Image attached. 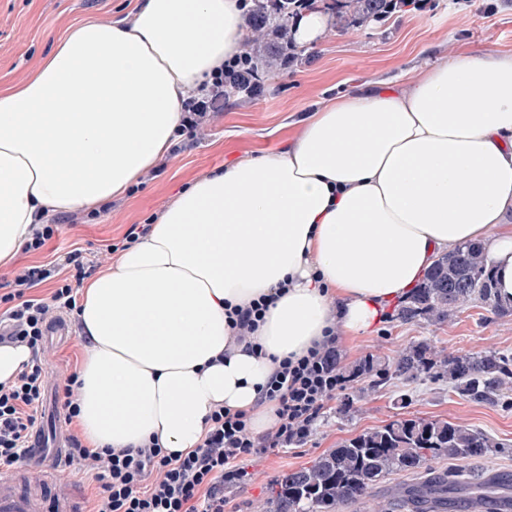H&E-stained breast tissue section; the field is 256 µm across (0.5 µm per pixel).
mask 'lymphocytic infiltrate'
<instances>
[{
    "label": "lymphocytic infiltrate",
    "instance_id": "lymphocytic-infiltrate-1",
    "mask_svg": "<svg viewBox=\"0 0 512 512\" xmlns=\"http://www.w3.org/2000/svg\"><path fill=\"white\" fill-rule=\"evenodd\" d=\"M223 95L224 79L218 76L207 94L186 101L182 131L187 138H196L200 124ZM86 275L79 251L73 250L49 264L16 269L9 291L0 293V345L27 346L33 361L13 384L0 385V469L25 462L28 456L48 383L42 364L44 339L56 323L76 311L70 282ZM50 279L57 282L50 298L30 297L31 289ZM340 358L338 343L331 337L306 356L283 360L262 394L277 404L272 431L254 436L246 413L220 408L209 416L201 445L184 455L160 448H87L72 428L78 415L76 376L68 374L56 406L59 418L70 427L66 462L98 484L95 495L85 501L84 512H224L225 481L244 476L238 461L261 448L302 444L326 404L346 390L348 380L337 367Z\"/></svg>",
    "mask_w": 512,
    "mask_h": 512
}]
</instances>
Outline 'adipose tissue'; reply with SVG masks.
Returning a JSON list of instances; mask_svg holds the SVG:
<instances>
[{"mask_svg": "<svg viewBox=\"0 0 512 512\" xmlns=\"http://www.w3.org/2000/svg\"><path fill=\"white\" fill-rule=\"evenodd\" d=\"M247 40L240 0H136L72 25L0 94V267L34 225L98 212L179 142L187 95ZM480 243L512 302V55L432 56L307 113L288 149L198 176L82 290L88 448L184 454L217 408L255 433L283 358L372 331L442 254ZM274 295L252 336L228 315Z\"/></svg>", "mask_w": 512, "mask_h": 512, "instance_id": "1", "label": "adipose tissue"}]
</instances>
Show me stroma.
<instances>
[{
	"mask_svg": "<svg viewBox=\"0 0 512 512\" xmlns=\"http://www.w3.org/2000/svg\"><path fill=\"white\" fill-rule=\"evenodd\" d=\"M424 2L423 8H402L382 23L330 26L316 49L302 56L295 73L279 68L262 71L259 96L226 101L220 112L211 114L200 139L184 142L163 169L125 198L92 216L77 212L59 217V231L44 250L19 253L16 266L44 264L78 248L85 263L102 272L113 261L107 244L121 241L131 225L147 223L160 213L188 179L249 153L281 151L289 123L299 121L325 98L369 79L395 88L410 83L428 48L451 56L464 46L512 53V0ZM133 4L134 0H0V91L29 78L71 24L119 18ZM421 340L445 355L494 349L511 356L512 315H498L484 305L459 308L441 323H406L392 314L370 335L342 338L338 344L342 364L350 366L369 356L391 360ZM81 356L79 331L48 335L42 363L49 384L38 410L39 428L59 427L56 385L78 368ZM403 393L408 396L404 403L399 400ZM403 415L444 418L490 434L502 444L479 463L444 461L437 464V471L512 474V408L468 400L441 382L394 379L376 389L363 383L326 405L304 444L268 448L241 459L245 476L225 483L224 512H266L278 476L305 466L341 439Z\"/></svg>",
	"mask_w": 512,
	"mask_h": 512,
	"instance_id": "35a3bbf8",
	"label": "stroma"
}]
</instances>
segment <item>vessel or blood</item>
Here are the masks:
<instances>
[{"instance_id": "b4317fda", "label": "vessel or blood", "mask_w": 512, "mask_h": 512, "mask_svg": "<svg viewBox=\"0 0 512 512\" xmlns=\"http://www.w3.org/2000/svg\"><path fill=\"white\" fill-rule=\"evenodd\" d=\"M30 446L42 476L34 478L25 468L0 470V512H78L75 493L66 489L52 467L55 456L67 446L66 433L58 429L48 438L35 432Z\"/></svg>"}]
</instances>
